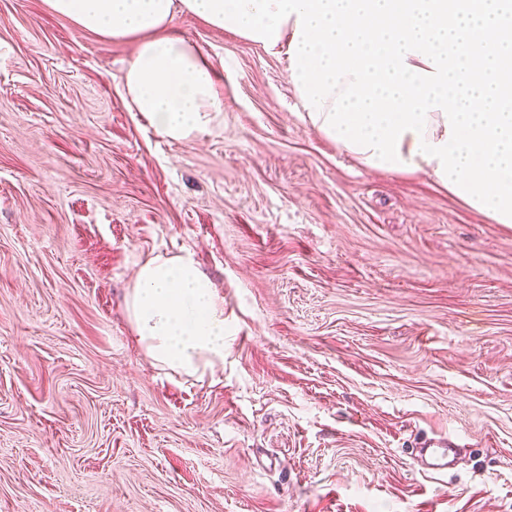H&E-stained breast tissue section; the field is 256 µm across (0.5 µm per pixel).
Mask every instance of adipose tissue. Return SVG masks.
<instances>
[{"label": "adipose tissue", "instance_id": "1", "mask_svg": "<svg viewBox=\"0 0 512 512\" xmlns=\"http://www.w3.org/2000/svg\"><path fill=\"white\" fill-rule=\"evenodd\" d=\"M81 32L130 43L129 111L169 141L208 133L218 74L174 27L188 13L286 46L303 121L365 168L427 173L512 224V0H46ZM154 365L201 381L224 365V299L192 253L141 262L127 295Z\"/></svg>", "mask_w": 512, "mask_h": 512}]
</instances>
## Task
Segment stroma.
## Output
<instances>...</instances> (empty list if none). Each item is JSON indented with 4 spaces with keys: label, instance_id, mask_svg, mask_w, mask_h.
I'll list each match as a JSON object with an SVG mask.
<instances>
[{
    "label": "stroma",
    "instance_id": "stroma-1",
    "mask_svg": "<svg viewBox=\"0 0 512 512\" xmlns=\"http://www.w3.org/2000/svg\"><path fill=\"white\" fill-rule=\"evenodd\" d=\"M175 24L224 89L182 142L124 103L128 44L0 0V512H512V226L340 152L286 47ZM184 250L224 299L202 381L126 305ZM428 448H420V451L428 456L430 462L428 463L427 472L441 473L448 469V456L455 451L456 448L442 440L430 441L427 443ZM422 453V454H423Z\"/></svg>",
    "mask_w": 512,
    "mask_h": 512
}]
</instances>
